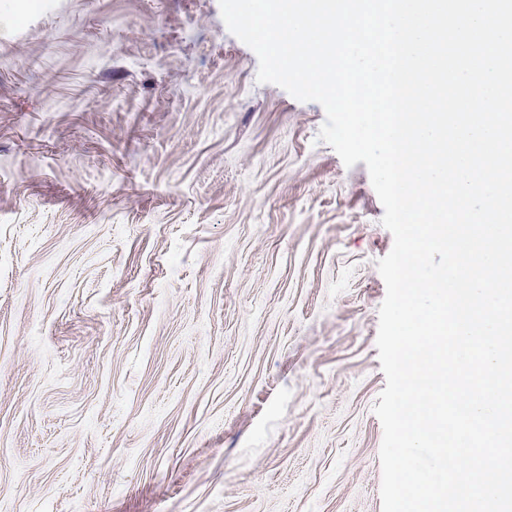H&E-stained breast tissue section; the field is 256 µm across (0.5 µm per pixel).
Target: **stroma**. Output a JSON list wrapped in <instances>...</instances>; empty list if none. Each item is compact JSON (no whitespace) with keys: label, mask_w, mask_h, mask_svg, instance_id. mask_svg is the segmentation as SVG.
Returning a JSON list of instances; mask_svg holds the SVG:
<instances>
[{"label":"stroma","mask_w":512,"mask_h":512,"mask_svg":"<svg viewBox=\"0 0 512 512\" xmlns=\"http://www.w3.org/2000/svg\"><path fill=\"white\" fill-rule=\"evenodd\" d=\"M219 0H0V512H381L393 247Z\"/></svg>","instance_id":"1"}]
</instances>
